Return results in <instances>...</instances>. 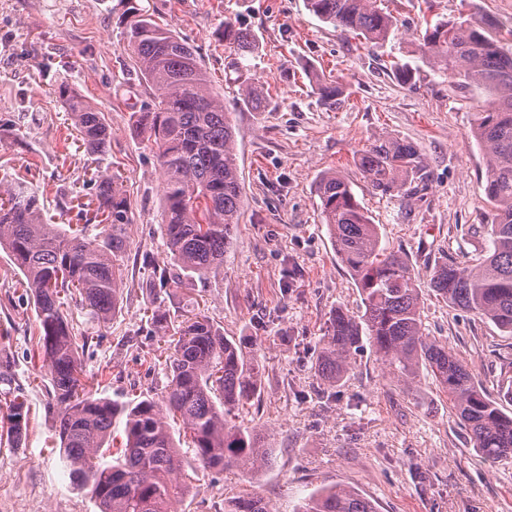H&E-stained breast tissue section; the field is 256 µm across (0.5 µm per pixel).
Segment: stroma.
I'll use <instances>...</instances> for the list:
<instances>
[{
	"instance_id": "stroma-1",
	"label": "stroma",
	"mask_w": 512,
	"mask_h": 512,
	"mask_svg": "<svg viewBox=\"0 0 512 512\" xmlns=\"http://www.w3.org/2000/svg\"><path fill=\"white\" fill-rule=\"evenodd\" d=\"M395 27L381 44L336 31L311 15L304 0H0V182L23 178L37 192L47 223L86 228L80 203L100 166L118 178L129 211L124 289L108 320L74 310V330L90 347L84 370L96 396L161 399L167 384L166 335L153 315L175 324L195 306L226 337L242 342L262 368L257 399L240 421L255 427L268 465L252 473L189 475L195 492L177 512H224L243 489L275 512H293L313 491L356 489L379 512H512V461L473 448L448 402L426 373L409 383L370 346L336 386L313 366L335 309L359 315L358 289L337 259L320 214L316 182L341 170L379 228L383 243L402 252L419 274L427 333L463 359L492 398L512 380V336L489 321L439 302L430 270L442 258L479 257L485 224V168L471 133L482 90L437 70L420 46L427 26L487 17L512 30V0H380ZM138 8L193 44L236 124L243 187L240 222L224 269L205 279L183 276L180 287L148 294L169 258L162 229L165 177L157 147L138 124L153 103L123 39ZM251 30L258 48L249 63L268 95L262 110L236 102L224 80L225 21ZM407 63L410 79L395 73ZM339 81L336 107L320 102L312 80ZM68 81L104 114L111 137L105 160L73 136L56 94ZM388 136L413 143L428 168L425 190L411 198L373 194L354 159ZM22 274L0 249V394L29 407L20 447L0 445V512H98L74 484L59 451L50 376L36 347L33 301Z\"/></svg>"
}]
</instances>
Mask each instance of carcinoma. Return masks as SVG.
I'll use <instances>...</instances> for the list:
<instances>
[{"instance_id": "obj_1", "label": "carcinoma", "mask_w": 512, "mask_h": 512, "mask_svg": "<svg viewBox=\"0 0 512 512\" xmlns=\"http://www.w3.org/2000/svg\"><path fill=\"white\" fill-rule=\"evenodd\" d=\"M306 8L335 29L369 43L387 40L393 17L377 0H305ZM125 40L141 75L154 91V107L138 123L158 147L166 176L163 210L165 244L173 264L200 278L224 267V252L239 223L242 191L232 113L210 89L196 50L151 16L133 13ZM227 70L235 74L237 101L255 111L266 93L246 64L257 50L254 34L224 22ZM421 51L432 64L465 87L488 96L477 112L473 136L484 152L485 194L491 223L486 225L482 258L474 263L442 260L430 274L434 292L452 307L494 323L512 335V43L489 19L439 22L426 31ZM321 102L336 105L338 85L318 78ZM57 94L71 113L76 139L92 154L105 156L111 139L103 113L69 83ZM364 181L380 195L407 196L426 174L424 157L408 142L379 137L355 160ZM95 217L103 224L93 237L70 233L45 221L38 195L22 182L0 186V247L23 275L33 298L39 329L38 350L48 363L53 387L55 429L73 481L89 490L100 512H167L186 494L185 467L222 474L230 467L250 471L271 457L252 427L236 424L240 409L258 396V363L208 316L185 311L169 335L168 384L161 400L120 402L96 397L82 370L88 338L76 336L70 304L106 320L127 287L124 255L128 203L112 175L92 178ZM322 216L337 258L358 287L362 314L338 308L314 369L328 385L341 381L353 355L368 341L383 363L404 381L420 369L434 378L455 410L469 442L493 460L512 458V416L473 381L464 362L424 333L418 274L404 256L381 245L377 225L357 201L353 183L336 170L317 184ZM0 416V437L19 445L28 425L26 401L15 395ZM125 417V442L115 464L96 459L111 436L113 421ZM182 422L194 450L181 458L169 421ZM224 512H273L263 498L242 493L224 499ZM294 512H378L359 492L322 487Z\"/></svg>"}]
</instances>
